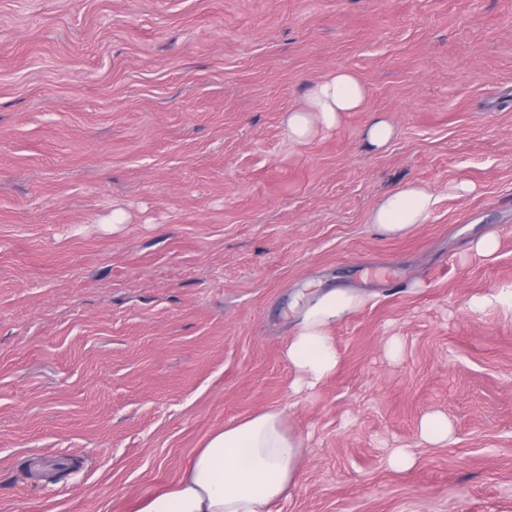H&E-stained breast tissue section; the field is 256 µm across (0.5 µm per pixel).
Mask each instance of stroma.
<instances>
[{
	"mask_svg": "<svg viewBox=\"0 0 512 512\" xmlns=\"http://www.w3.org/2000/svg\"><path fill=\"white\" fill-rule=\"evenodd\" d=\"M338 69L365 109L290 141ZM406 182L438 203L383 236ZM330 288L363 304L291 395L295 304ZM510 290L512 0H0V512H136L279 406L280 512H512ZM437 203L436 196L417 183H407L387 193L375 207L371 223L383 235L396 237L422 224ZM420 432L431 443H443L448 440V420L438 414H427L422 418Z\"/></svg>",
	"mask_w": 512,
	"mask_h": 512,
	"instance_id": "35a3bbf8",
	"label": "stroma"
}]
</instances>
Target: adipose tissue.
Listing matches in <instances>:
<instances>
[{"mask_svg": "<svg viewBox=\"0 0 512 512\" xmlns=\"http://www.w3.org/2000/svg\"><path fill=\"white\" fill-rule=\"evenodd\" d=\"M367 91L351 71L336 70L309 87L303 104L284 118L289 140L304 142L317 128H335L343 113L362 111ZM436 196L416 183L387 193L371 222L388 237L424 223ZM363 302L361 295L333 288L309 294L296 313L284 358L308 386L335 371L339 356L331 333ZM304 442L286 424L283 408L236 420L212 433L191 459L181 479L156 492L137 512H272L288 499L303 465Z\"/></svg>", "mask_w": 512, "mask_h": 512, "instance_id": "ef3b65f1", "label": "adipose tissue"}]
</instances>
